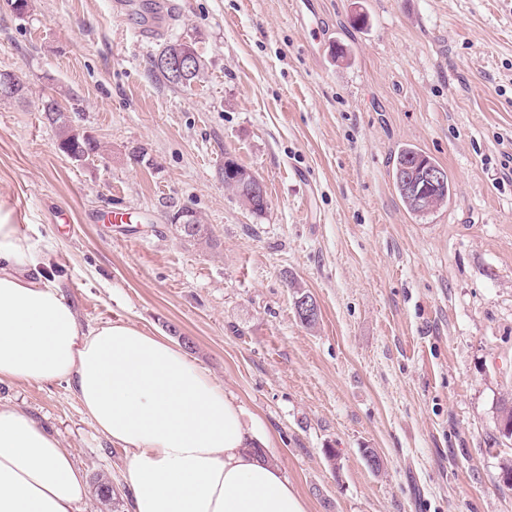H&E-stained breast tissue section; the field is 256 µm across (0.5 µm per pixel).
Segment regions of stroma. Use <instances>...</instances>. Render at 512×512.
<instances>
[{"mask_svg": "<svg viewBox=\"0 0 512 512\" xmlns=\"http://www.w3.org/2000/svg\"><path fill=\"white\" fill-rule=\"evenodd\" d=\"M152 2L0 0V70L28 85L0 100V207L81 322L183 349L259 418L308 512H512V0H176L156 35ZM175 38L203 63L186 87L150 71ZM50 93L97 156L59 150ZM405 144L453 184L423 218L392 181ZM228 157L263 182V214L225 187ZM184 206L211 245L178 235ZM0 402L85 472L84 512L99 473L128 500L127 454L70 383L0 384Z\"/></svg>", "mask_w": 512, "mask_h": 512, "instance_id": "1", "label": "stroma"}]
</instances>
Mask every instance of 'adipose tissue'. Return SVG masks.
I'll list each match as a JSON object with an SVG mask.
<instances>
[{"instance_id":"adipose-tissue-1","label":"adipose tissue","mask_w":512,"mask_h":512,"mask_svg":"<svg viewBox=\"0 0 512 512\" xmlns=\"http://www.w3.org/2000/svg\"><path fill=\"white\" fill-rule=\"evenodd\" d=\"M46 263L0 209V383L72 381L128 454L131 512H307L221 383L129 321L81 326ZM84 480L52 433L0 405V512H82Z\"/></svg>"}]
</instances>
